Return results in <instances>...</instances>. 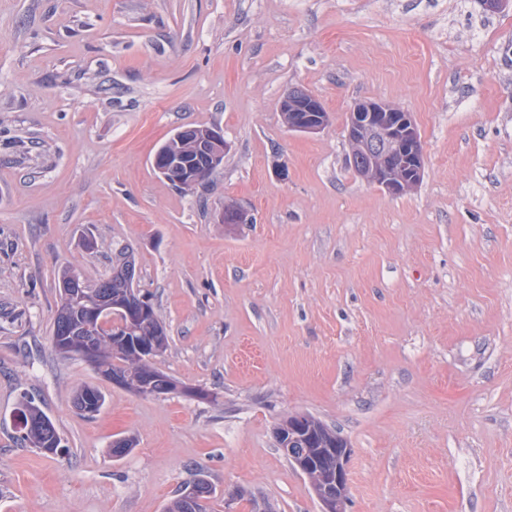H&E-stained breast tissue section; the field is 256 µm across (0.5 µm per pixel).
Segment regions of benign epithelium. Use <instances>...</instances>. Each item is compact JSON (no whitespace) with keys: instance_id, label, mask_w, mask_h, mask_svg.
<instances>
[{"instance_id":"7a95c632","label":"benign epithelium","mask_w":512,"mask_h":512,"mask_svg":"<svg viewBox=\"0 0 512 512\" xmlns=\"http://www.w3.org/2000/svg\"><path fill=\"white\" fill-rule=\"evenodd\" d=\"M281 110L288 128L299 132H314L324 128L329 119L321 101L306 90L294 87L281 100ZM348 139L352 147L354 169L368 181L391 195H400L417 185L424 169L423 151L410 113L383 102L363 101L349 112ZM197 156L192 158L177 151L154 157L157 171L169 182L192 185L205 180L223 164L228 143L218 128H208L195 138ZM226 224H249L252 218L236 204L224 206L221 217ZM114 275L126 288L123 299L110 301L95 296L88 303L83 328L90 329L112 319L120 330L113 333L112 345L135 351L147 367H152L156 339L142 335L141 327L155 321V314L135 285L132 261H122ZM57 341L69 354L98 365L100 351L91 341H70L65 329L58 332ZM278 448L288 461L306 474L319 500L320 512H344L347 500L351 448L347 441L326 427L320 429L309 416L295 414L275 429ZM302 442L303 447L293 444ZM184 512H198L202 495L194 487L183 492Z\"/></svg>"}]
</instances>
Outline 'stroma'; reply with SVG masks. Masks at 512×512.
<instances>
[{"mask_svg": "<svg viewBox=\"0 0 512 512\" xmlns=\"http://www.w3.org/2000/svg\"><path fill=\"white\" fill-rule=\"evenodd\" d=\"M294 87L323 129L289 130ZM369 100L420 135L406 193L349 163ZM199 126L224 162L176 188L153 157ZM124 245L180 391L52 345L59 271ZM25 394L64 455L18 440ZM296 413L348 441L346 512H512V0H0V512H164L201 478L211 512H319ZM281 110L288 128L299 132H314L324 128L329 119L321 101L306 90L291 88L281 100Z\"/></svg>", "mask_w": 512, "mask_h": 512, "instance_id": "obj_1", "label": "stroma"}]
</instances>
